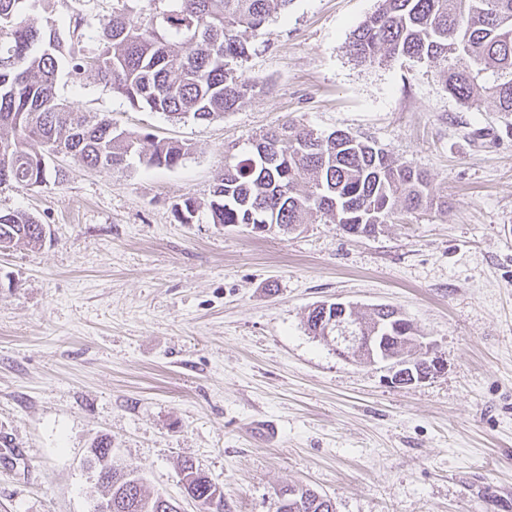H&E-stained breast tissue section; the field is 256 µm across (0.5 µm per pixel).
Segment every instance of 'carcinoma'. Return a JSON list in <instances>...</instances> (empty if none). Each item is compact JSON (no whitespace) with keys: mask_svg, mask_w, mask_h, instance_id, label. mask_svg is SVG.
<instances>
[{"mask_svg":"<svg viewBox=\"0 0 512 512\" xmlns=\"http://www.w3.org/2000/svg\"><path fill=\"white\" fill-rule=\"evenodd\" d=\"M43 0H0V185L47 182L48 159L61 153L85 166L115 170L133 154L148 166L174 168L190 148L150 133L119 131L107 115L90 116L57 94L60 71L98 81L134 108L172 121L224 117L260 93L262 81L241 64L269 19L292 0H116L112 17L96 29L97 48L85 53L61 36L56 21L39 19ZM358 62L407 57L438 68L448 93L467 107L483 98L512 114V0H381L346 46ZM491 72L492 81H484ZM422 171L399 163L374 143L344 131L317 133L286 122L269 130L241 157L224 163L208 203L214 224H269L294 228L326 220L350 235L370 236L397 210L445 208ZM200 204L186 197L174 216L191 224ZM31 214L0 212V248L43 242ZM385 352L413 329L395 310H373L369 331ZM91 460L110 458L112 480L94 512H167L162 497L142 491L135 469L112 455L102 436ZM187 496L200 512H232L224 488L186 460ZM288 512H336L334 502L309 488L288 499Z\"/></svg>","mask_w":512,"mask_h":512,"instance_id":"carcinoma-1","label":"carcinoma"}]
</instances>
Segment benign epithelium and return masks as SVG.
I'll use <instances>...</instances> for the list:
<instances>
[{
    "label": "benign epithelium",
    "mask_w": 512,
    "mask_h": 512,
    "mask_svg": "<svg viewBox=\"0 0 512 512\" xmlns=\"http://www.w3.org/2000/svg\"><path fill=\"white\" fill-rule=\"evenodd\" d=\"M333 307L336 308V335L328 337V340L337 355L348 359L350 352L355 350L360 355L368 354L377 358V362L386 367L389 373L388 381L399 387L422 383L441 372L442 360L433 355L434 346L425 342L422 336L400 337L404 351L386 356L380 351V337L361 335L365 325L355 315V304L338 301Z\"/></svg>",
    "instance_id": "7a95c632"
}]
</instances>
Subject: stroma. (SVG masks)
<instances>
[{
	"mask_svg": "<svg viewBox=\"0 0 512 512\" xmlns=\"http://www.w3.org/2000/svg\"><path fill=\"white\" fill-rule=\"evenodd\" d=\"M379 0H293L243 69L264 81L210 122L132 108L94 76L58 93L117 129L176 141L177 167L128 158L111 172L68 156L63 182L0 185L42 244L0 250V512H93L85 459L107 436L147 494L182 493L193 460L233 512H274L304 485L336 512H512V116L449 95L436 68L347 52ZM81 40L112 0H50ZM342 130L426 172L447 210L399 211L370 236L315 223L257 235L211 223L227 154L286 121ZM195 198L193 223L173 206ZM342 299L403 312L444 367L411 387L339 358L308 308Z\"/></svg>",
	"mask_w": 512,
	"mask_h": 512,
	"instance_id": "obj_1",
	"label": "stroma"
}]
</instances>
